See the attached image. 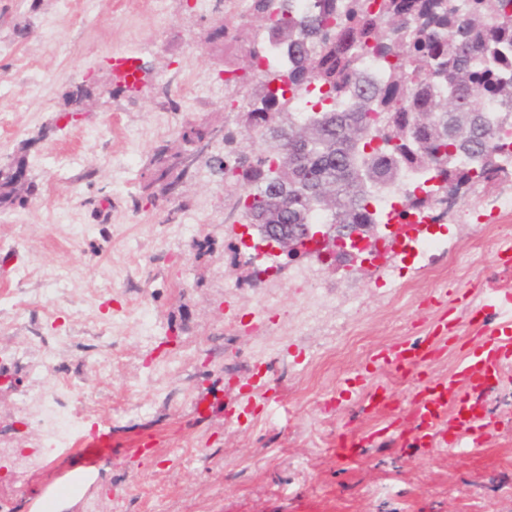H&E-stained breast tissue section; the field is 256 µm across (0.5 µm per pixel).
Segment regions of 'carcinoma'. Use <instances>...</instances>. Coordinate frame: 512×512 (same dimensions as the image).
Returning <instances> with one entry per match:
<instances>
[{
	"label": "carcinoma",
	"mask_w": 512,
	"mask_h": 512,
	"mask_svg": "<svg viewBox=\"0 0 512 512\" xmlns=\"http://www.w3.org/2000/svg\"><path fill=\"white\" fill-rule=\"evenodd\" d=\"M247 17L258 22L250 36L238 23L214 31L248 63L243 75L224 66L225 95L246 90L239 135L272 138L250 154L224 134L218 169L237 194L238 223L297 227L322 213L340 230L381 224L371 203L381 186L399 187L407 169L431 171L438 184L409 192L400 217L446 214L452 188L505 178L494 139L497 127L512 124V0H311L301 17L291 0H250ZM271 45L288 48L291 59L257 77ZM366 56L381 68L375 82L363 74ZM299 98L309 103L305 117L317 118L314 136L294 112ZM483 98L500 111H481ZM207 133V123H187L182 151ZM180 155L167 144L154 149L145 186L151 205L186 176ZM23 170L17 160L0 178V207L25 202Z\"/></svg>",
	"instance_id": "cac0c4a2"
}]
</instances>
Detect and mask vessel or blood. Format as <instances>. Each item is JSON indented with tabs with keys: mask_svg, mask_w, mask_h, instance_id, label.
<instances>
[{
	"mask_svg": "<svg viewBox=\"0 0 512 512\" xmlns=\"http://www.w3.org/2000/svg\"><path fill=\"white\" fill-rule=\"evenodd\" d=\"M433 300L438 317L425 336L414 343L399 340L378 351L369 368L357 371L346 387L362 407L382 410L395 396L381 386L367 387L370 367L388 366L407 374L412 384L405 400L418 441L443 439L451 431L462 436L481 426L485 418L483 394L512 368V291L480 299L462 294L453 303L465 313L462 323L449 316L447 306L451 303L446 296L437 294ZM464 324L477 336V344L448 375L422 378L423 367L446 354L449 341L458 336ZM111 446V434L96 433L78 440L74 452L89 466Z\"/></svg>",
	"mask_w": 512,
	"mask_h": 512,
	"instance_id": "obj_1",
	"label": "vessel or blood"
}]
</instances>
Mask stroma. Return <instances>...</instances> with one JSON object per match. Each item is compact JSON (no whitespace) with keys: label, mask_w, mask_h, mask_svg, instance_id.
<instances>
[{"label":"stroma","mask_w":512,"mask_h":512,"mask_svg":"<svg viewBox=\"0 0 512 512\" xmlns=\"http://www.w3.org/2000/svg\"><path fill=\"white\" fill-rule=\"evenodd\" d=\"M194 3L0 0V161L24 160L31 185L25 204L0 208V497L16 512H512V380L485 394L497 433L475 448L453 435L445 448H411L401 407L375 413L341 397L377 349L426 332L433 290L512 289V268L495 258L512 236L500 209L512 180L460 199L491 231L433 226L447 242L433 264L387 250L406 288H375L365 263L324 267L326 286L362 313L340 330L329 308L298 329L287 271L271 289L233 267L236 195L206 163L170 202H141L149 156L186 122L238 130L216 78L225 47L207 41L224 6ZM117 56L144 64L139 92L115 86ZM79 84L95 95L75 113L66 95ZM57 318L67 335L51 341ZM48 351L54 371L30 374ZM67 382L79 387L78 435L111 433L112 458L44 504L39 490L66 467L12 456L40 447L38 409L19 404ZM237 400L256 408L226 423ZM145 434L155 446L142 458ZM339 435L360 444L337 452Z\"/></svg>","instance_id":"35a3bbf8"}]
</instances>
